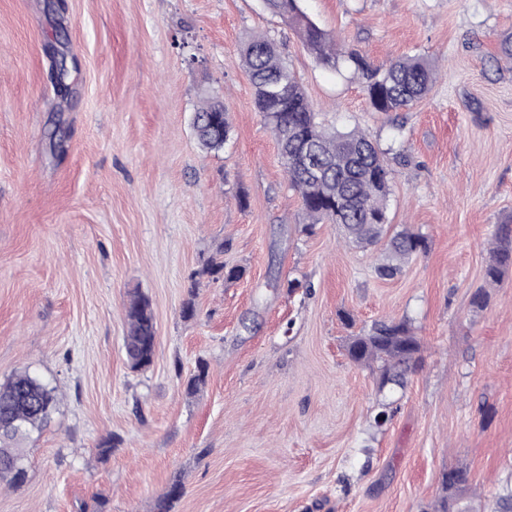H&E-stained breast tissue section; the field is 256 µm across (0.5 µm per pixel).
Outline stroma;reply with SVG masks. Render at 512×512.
I'll list each match as a JSON object with an SVG mask.
<instances>
[{
  "label": "stroma",
  "instance_id": "stroma-1",
  "mask_svg": "<svg viewBox=\"0 0 512 512\" xmlns=\"http://www.w3.org/2000/svg\"><path fill=\"white\" fill-rule=\"evenodd\" d=\"M302 7L374 65L425 57L431 92L374 111L262 0H0V382L27 370L62 394L0 512H93L100 497L154 512L177 480L172 512H432L454 468L464 504L489 512L512 475V271L483 278L485 243L512 219V0ZM255 35L315 111L397 152L392 228L426 249L395 278L375 273L383 245L302 232L240 61ZM208 96L232 120L215 153L190 124ZM213 260L246 274L204 275ZM135 291L158 331L143 372L123 350ZM386 317L421 343L402 388L345 353Z\"/></svg>",
  "mask_w": 512,
  "mask_h": 512
}]
</instances>
